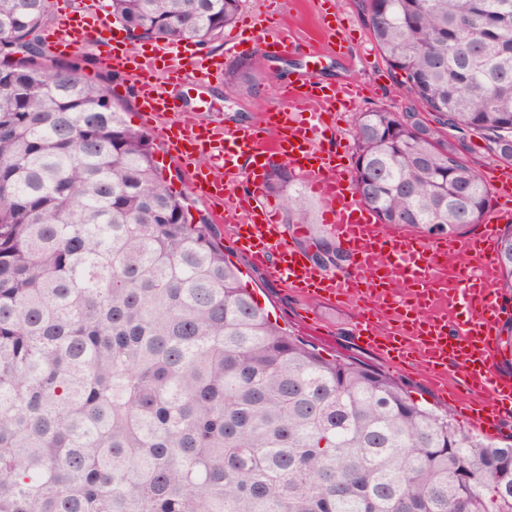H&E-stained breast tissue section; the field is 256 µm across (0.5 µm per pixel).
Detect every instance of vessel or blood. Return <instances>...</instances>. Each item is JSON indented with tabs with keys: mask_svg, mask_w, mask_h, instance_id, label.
<instances>
[{
	"mask_svg": "<svg viewBox=\"0 0 512 512\" xmlns=\"http://www.w3.org/2000/svg\"><path fill=\"white\" fill-rule=\"evenodd\" d=\"M262 21L271 31L263 51L275 56L297 39L282 25L278 0H266ZM110 21L92 11L64 8L48 48L74 53L90 44L105 46L101 61L138 72L140 108L146 125L166 153L178 158L191 186L210 202L217 223L231 225L241 250L262 265L271 279L331 305L356 303V339L395 367L419 368L434 387L452 391L466 420L482 431L512 412V380L500 375L496 357L501 307L493 288L494 253L502 225L512 222V189L497 188L495 204L472 238L425 240L385 231L355 198L338 150L327 147V115L358 96L354 83L322 85L316 72L279 87V108L264 112L249 127L197 121L171 101L166 81L209 84L218 74L188 44L154 45L150 54L116 52L107 46ZM297 170L326 205L330 233L355 257L352 269L323 274L282 239L278 216L254 206L273 159ZM250 178L251 195L235 193ZM473 253L474 264L449 270V255ZM466 314L457 320L456 311Z\"/></svg>",
	"mask_w": 512,
	"mask_h": 512,
	"instance_id": "1",
	"label": "vessel or blood"
}]
</instances>
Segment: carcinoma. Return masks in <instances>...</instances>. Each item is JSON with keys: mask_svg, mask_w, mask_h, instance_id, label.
<instances>
[{"mask_svg": "<svg viewBox=\"0 0 512 512\" xmlns=\"http://www.w3.org/2000/svg\"><path fill=\"white\" fill-rule=\"evenodd\" d=\"M243 0H107L134 41L206 44ZM51 0H0V512H512V443L269 318L129 126L109 81L46 53ZM432 115L355 119V190L433 239L485 218L476 136L512 164V0H361ZM263 63L225 85L233 94ZM295 176L265 189L308 223ZM495 262L512 295V228Z\"/></svg>", "mask_w": 512, "mask_h": 512, "instance_id": "obj_1", "label": "carcinoma"}]
</instances>
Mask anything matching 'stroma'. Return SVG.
<instances>
[{
    "instance_id": "obj_1",
    "label": "stroma",
    "mask_w": 512,
    "mask_h": 512,
    "mask_svg": "<svg viewBox=\"0 0 512 512\" xmlns=\"http://www.w3.org/2000/svg\"><path fill=\"white\" fill-rule=\"evenodd\" d=\"M281 9L294 33L312 39L313 44L320 47L319 67L323 81L352 80L362 88L354 109L337 112L332 117L331 143L340 145L345 153H352L356 113L376 106L397 112L416 110L417 104L400 75L395 74L378 53L358 0H282ZM331 14L338 16L342 25L337 34L326 37L322 34L323 20ZM248 56L261 59L264 65L254 89L229 96L223 80L218 79L205 86L176 85L171 92L185 109L196 113L201 122L249 126L256 123L263 112L278 105L280 82L296 79L312 66L308 47L304 45L297 46L283 58L263 55L258 46L251 48ZM301 199L310 212V224L301 229H283L282 235L290 247L308 255L316 239L326 235L328 229L323 221L324 203L306 190L302 191ZM219 231L248 288L280 326L315 345L324 357L351 355L373 367L389 369L383 357L356 344V315L352 310L330 306L270 280L265 269L236 246L230 227L220 225Z\"/></svg>"
}]
</instances>
